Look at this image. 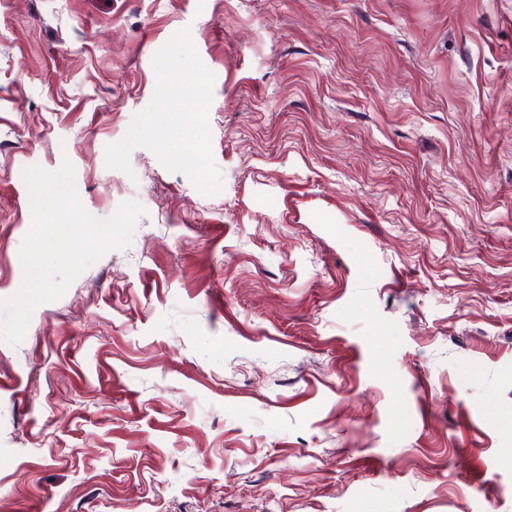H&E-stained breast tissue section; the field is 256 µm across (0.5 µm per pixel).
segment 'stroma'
Returning a JSON list of instances; mask_svg holds the SVG:
<instances>
[{"label": "stroma", "mask_w": 512, "mask_h": 512, "mask_svg": "<svg viewBox=\"0 0 512 512\" xmlns=\"http://www.w3.org/2000/svg\"><path fill=\"white\" fill-rule=\"evenodd\" d=\"M66 159L0 512H512V0H0V300Z\"/></svg>", "instance_id": "obj_1"}]
</instances>
